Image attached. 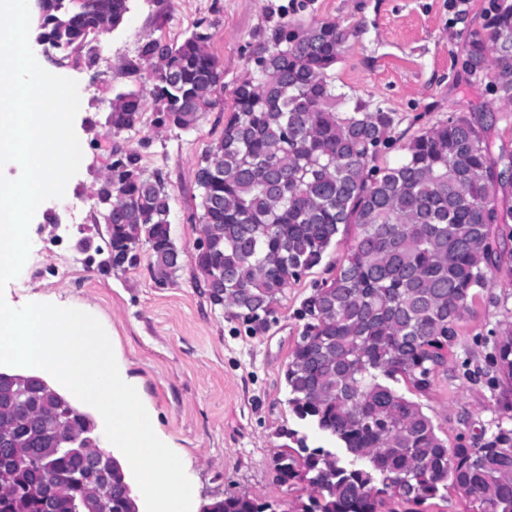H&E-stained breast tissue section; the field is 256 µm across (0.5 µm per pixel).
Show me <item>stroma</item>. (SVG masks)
I'll return each mask as SVG.
<instances>
[{
	"mask_svg": "<svg viewBox=\"0 0 512 512\" xmlns=\"http://www.w3.org/2000/svg\"><path fill=\"white\" fill-rule=\"evenodd\" d=\"M289 0H134L125 24L101 39L95 54L44 60L56 75L77 81L81 107L74 127L84 161L63 199L37 209L29 234L42 251L36 274H23L5 288L7 303L43 294L94 310L112 328V344L136 380L155 427L179 455L193 484L195 503L245 492L283 503L307 499L310 488L281 482L274 458L285 428H298L288 408L283 371L300 332L297 311L310 294L314 269L288 291L278 321L263 335H249L211 306L195 279L193 253L198 226L191 220L199 200L194 182L201 155L224 128L232 90L250 77L248 45L271 13ZM489 0H313L311 16L331 20L350 33L332 72L338 87L394 112L395 138L408 140L454 112L493 114L490 137L512 149V112L502 111L485 85L471 82L459 47L479 29ZM210 23L211 51L224 64V93L194 130L159 129L153 103H146L135 131L113 137L105 124L113 94L145 86L138 56L148 39L181 42L198 19ZM138 149L145 176L162 172L171 200V235L183 264L171 283L158 285L151 254L142 250L137 268L100 270L78 243L103 246L105 225L96 221L90 198L113 145ZM55 211L60 227L46 223ZM512 320V270L493 271L474 311L461 322L452 357L423 397L424 411L449 445H476L484 429L502 416L500 392L491 384L492 331Z\"/></svg>",
	"mask_w": 512,
	"mask_h": 512,
	"instance_id": "obj_1",
	"label": "stroma"
}]
</instances>
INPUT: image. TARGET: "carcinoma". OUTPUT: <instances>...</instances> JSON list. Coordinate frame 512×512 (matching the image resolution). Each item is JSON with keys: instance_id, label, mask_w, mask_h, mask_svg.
Listing matches in <instances>:
<instances>
[{"instance_id": "1", "label": "carcinoma", "mask_w": 512, "mask_h": 512, "mask_svg": "<svg viewBox=\"0 0 512 512\" xmlns=\"http://www.w3.org/2000/svg\"><path fill=\"white\" fill-rule=\"evenodd\" d=\"M133 0H43L35 38L49 48L78 52L120 28ZM312 0H291L249 45L247 63L260 73L232 91L224 130L200 157L195 185L200 203L192 219L207 226L193 256L199 282L213 306L257 335L276 320L288 289L314 268L328 276L312 284L298 315L303 321L284 369L293 415L322 434L312 446L296 429L275 457L280 480L311 488L296 512H425L427 501L453 487L467 512H512V427L503 418L481 434L482 444L454 448L413 394L433 386L472 309L476 290L505 262L501 240L512 238L507 186L497 182L488 128L466 112L400 144V158L377 165L391 147L394 113L336 89L329 72L342 59L349 31L334 21L302 19ZM201 19L180 43L151 39L139 57L151 64L147 91L122 90L107 119L112 136L136 129L144 93L159 127L189 131L219 102L220 58ZM474 82L512 106V0H491L481 29L462 46ZM134 148L112 147V207H96L106 228L102 268L137 265L148 246L160 285L173 275L171 196L162 173L143 174ZM349 234L341 264L327 261ZM497 336L495 381L502 408L512 410V320ZM16 396L0 401V421L20 412L32 426L70 423L94 437L95 422L42 377L15 373ZM31 436L21 433L11 464L22 497L39 503L52 483L69 497L54 503L68 512L82 495L85 475L74 455L54 458L52 478L31 466ZM100 476L115 493L108 512H137L121 464ZM277 499L230 493L201 512H280Z\"/></svg>"}]
</instances>
